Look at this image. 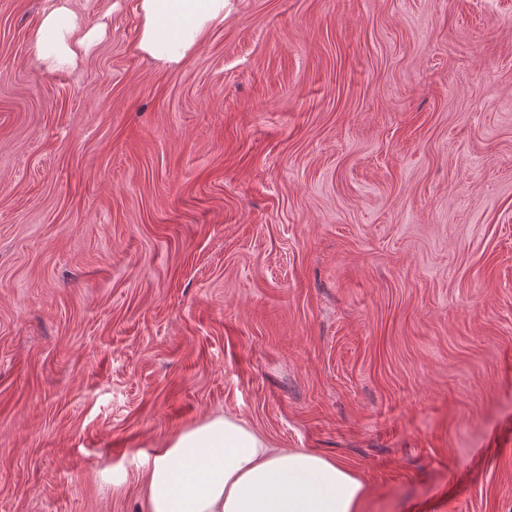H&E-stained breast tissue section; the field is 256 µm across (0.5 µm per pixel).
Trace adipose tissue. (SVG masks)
Wrapping results in <instances>:
<instances>
[{"instance_id":"ef3b65f1","label":"adipose tissue","mask_w":512,"mask_h":512,"mask_svg":"<svg viewBox=\"0 0 512 512\" xmlns=\"http://www.w3.org/2000/svg\"><path fill=\"white\" fill-rule=\"evenodd\" d=\"M227 0H136V50L180 64L224 21ZM97 37L60 5L34 35L47 70L73 65ZM145 512H361L366 486L336 459L274 448L235 416L218 414L176 432L142 474Z\"/></svg>"}]
</instances>
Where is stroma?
Listing matches in <instances>:
<instances>
[{
    "instance_id": "obj_1",
    "label": "stroma",
    "mask_w": 512,
    "mask_h": 512,
    "mask_svg": "<svg viewBox=\"0 0 512 512\" xmlns=\"http://www.w3.org/2000/svg\"><path fill=\"white\" fill-rule=\"evenodd\" d=\"M67 2L50 72L0 0V512H143L224 413L362 512H512V0H230L170 69ZM97 36V32L85 30L77 16L61 4L43 16L34 35L37 58L48 71L67 68Z\"/></svg>"
}]
</instances>
